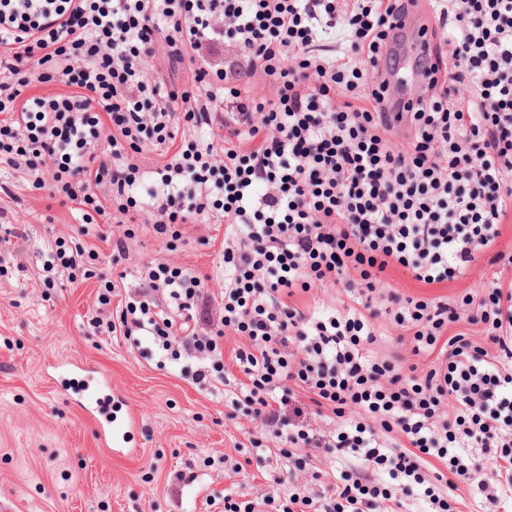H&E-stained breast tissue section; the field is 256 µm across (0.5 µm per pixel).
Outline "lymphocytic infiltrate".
I'll return each mask as SVG.
<instances>
[{"mask_svg": "<svg viewBox=\"0 0 512 512\" xmlns=\"http://www.w3.org/2000/svg\"><path fill=\"white\" fill-rule=\"evenodd\" d=\"M408 14L448 45V68L419 62L427 91L392 124ZM179 69L180 87L165 78ZM52 80L65 92L34 93ZM259 81L270 92L258 100ZM146 152L161 158L149 171ZM0 172L68 207L116 260L131 214L161 238L223 225L220 279L142 262L120 313L115 283L99 286L92 325L146 346L158 368L180 363L200 389L232 386V406L318 486L227 493L224 512H458L462 482L481 512L512 499V282L448 301L387 278L400 268L441 284L505 258L512 0H0ZM102 218L115 231L98 230ZM97 257L57 239L43 282L76 280ZM320 288L346 303H294ZM229 334L243 339L236 384ZM302 394L318 426L291 416ZM477 453L491 480L469 468ZM328 457L343 469L323 470ZM432 458L443 470L428 471Z\"/></svg>", "mask_w": 512, "mask_h": 512, "instance_id": "lymphocytic-infiltrate-1", "label": "lymphocytic infiltrate"}]
</instances>
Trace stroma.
I'll list each match as a JSON object with an SVG mask.
<instances>
[{
  "label": "stroma",
  "instance_id": "stroma-1",
  "mask_svg": "<svg viewBox=\"0 0 512 512\" xmlns=\"http://www.w3.org/2000/svg\"><path fill=\"white\" fill-rule=\"evenodd\" d=\"M9 187L18 202L0 217V234L13 226L26 240L23 271L0 279V497H12L16 512H211L208 495L223 491L244 501L312 490L308 473L289 478L285 460L268 459L269 437L253 438L256 422L223 393L199 390L177 368L158 369L131 341L96 334V279L48 287L38 276L49 243L78 237L98 250V271L132 289L137 265L168 253L165 240L137 230L126 260L113 262L106 243L80 236L67 208L23 183ZM223 244V225L188 224L173 255L198 276H214ZM388 276L404 295L452 299L480 290L482 278L512 279V265L483 257L467 277L437 285L399 268ZM72 358L106 371L139 413L132 451L102 447L94 425L51 388L45 365ZM189 466L198 478L187 486L176 474Z\"/></svg>",
  "mask_w": 512,
  "mask_h": 512
}]
</instances>
